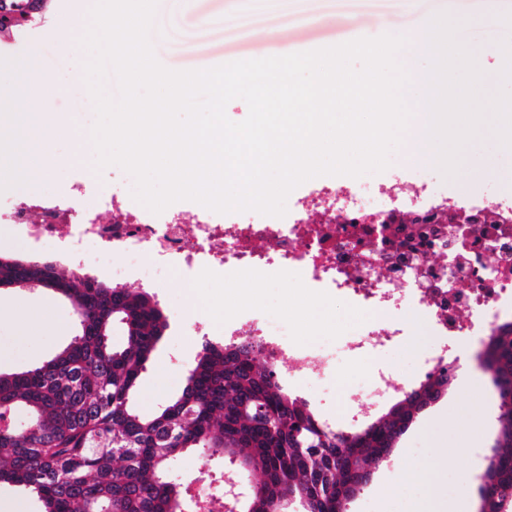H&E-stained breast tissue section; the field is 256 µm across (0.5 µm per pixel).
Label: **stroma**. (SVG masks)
I'll return each instance as SVG.
<instances>
[{"label":"stroma","mask_w":512,"mask_h":512,"mask_svg":"<svg viewBox=\"0 0 512 512\" xmlns=\"http://www.w3.org/2000/svg\"><path fill=\"white\" fill-rule=\"evenodd\" d=\"M88 0H48L44 23L26 46L0 58V106L22 108L26 98L17 94V78L24 61L41 63L31 76L35 85L52 91L50 112L70 114L80 134L74 135L55 125L41 131L45 168H34L21 180H14L5 165L9 153V130L0 128V198L16 201L33 192L67 196L73 183L95 181L125 191L129 182L116 179L111 169L95 172V150L90 129L95 115L83 82L81 63L86 54L78 44L83 25L70 24L72 15L87 16ZM310 18L294 14L267 13L254 20L256 28L270 32L264 44H256L235 25L232 0H193L195 14L206 19L191 39L178 42L154 39L158 60L173 70L204 69L224 63L280 56L304 51L307 46H334L363 36L415 32L438 13L459 20L457 38L476 55L484 74L482 90L492 95L500 86L498 74L503 53L486 50L485 35L500 30L512 33V0H501L490 7L487 0H310ZM446 187L449 196L473 200L486 197L512 205V150L502 148L490 125H483L478 136L461 152L458 175L447 179L434 164L405 160L402 151L391 155L390 167L379 174L358 178L329 176L310 179L296 189V198H312L322 185L383 187L388 196L403 197L412 189L415 177ZM0 254L26 259L52 258L66 272H74L72 259L59 245L25 242L18 230L0 224ZM124 288L149 293L162 309L167 326L156 344L141 377L134 404L145 416L179 394L186 384L202 341L192 334L200 315H207L213 331L209 338L224 339V326L235 321L240 305L225 303V290L219 279H206L195 288H185L181 276L160 285L128 277ZM346 304L330 298L313 305L300 325L302 340H315L331 334L333 326L343 325ZM78 333L77 315L70 303L49 289H0V372L20 373L41 366L64 349ZM471 353L466 375L458 377L435 403L416 416L397 441L392 454L372 468L369 484L349 506L350 512H406L410 503L435 494L450 512L461 500L477 504L480 476L484 472L498 429L499 398L490 375L477 359L483 340L466 343ZM389 395L371 410L353 406L347 415H337L330 400L307 396L309 408L336 430L366 426L388 411L396 402ZM414 467L420 478L404 481L402 473ZM222 457L191 451L173 458L167 467L170 481L188 486L205 476L212 491H222L224 473L230 470Z\"/></svg>","instance_id":"35a3bbf8"}]
</instances>
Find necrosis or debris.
<instances>
[{
  "instance_id": "4bbe7bcc",
  "label": "necrosis or debris",
  "mask_w": 512,
  "mask_h": 512,
  "mask_svg": "<svg viewBox=\"0 0 512 512\" xmlns=\"http://www.w3.org/2000/svg\"><path fill=\"white\" fill-rule=\"evenodd\" d=\"M333 193L323 187L311 209L291 204L284 217L264 215L250 224H221L205 212L189 232L176 211L155 217L125 195L104 189L91 194L76 183L64 199L36 192L0 204V223L41 244L54 241L59 225H69L65 249L71 257L115 279L134 274L157 285L179 272L190 287L216 275L232 285L296 282L299 291L281 302L279 316H269L263 301L248 299L224 335L259 342L270 363L287 362L293 386L332 396L341 415L353 401L368 409L408 384L391 383L383 366L370 386L351 387L338 373L340 351L371 357L407 348L409 317L418 314L437 338L419 350L422 369L431 375L448 365L450 338L486 335L501 314L512 312V208L484 202L482 223L461 224L447 216L458 200L420 183L397 207L402 221L381 224L378 216L395 208L383 193H347L345 220L331 205ZM99 202L111 213L104 223L94 211ZM331 293L347 298L357 325L344 349L296 343L297 322Z\"/></svg>"
}]
</instances>
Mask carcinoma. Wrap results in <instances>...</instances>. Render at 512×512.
<instances>
[{"label": "carcinoma", "instance_id": "carcinoma-1", "mask_svg": "<svg viewBox=\"0 0 512 512\" xmlns=\"http://www.w3.org/2000/svg\"><path fill=\"white\" fill-rule=\"evenodd\" d=\"M36 284L67 298L79 320V333L52 359L0 373V412L22 413L35 425L0 428V483L36 494L42 512H172L186 495L165 475L178 449L226 456L258 472L261 493L245 512H269L287 496L301 512H347L372 464L451 385L443 371L430 375L378 421L337 431L281 388L276 370L255 357L258 345L205 341L181 393L144 416L134 396L166 328L158 304L55 264L0 256V287ZM118 317L127 340L116 347L110 334ZM487 345V371L505 398L512 392V321L498 325ZM499 430L480 488L482 512L512 508V404L500 413Z\"/></svg>", "mask_w": 512, "mask_h": 512}]
</instances>
